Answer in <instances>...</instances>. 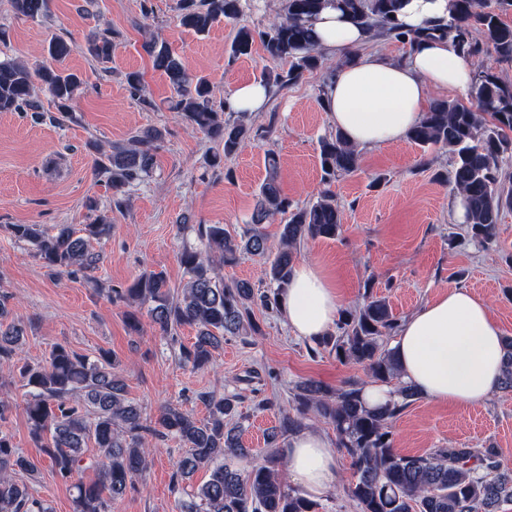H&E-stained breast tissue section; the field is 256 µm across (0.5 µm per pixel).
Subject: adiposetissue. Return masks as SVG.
<instances>
[{"instance_id":"ef3b65f1","label":"adipose tissue","mask_w":512,"mask_h":512,"mask_svg":"<svg viewBox=\"0 0 512 512\" xmlns=\"http://www.w3.org/2000/svg\"><path fill=\"white\" fill-rule=\"evenodd\" d=\"M326 55L340 59L324 87V107L334 127L361 147H380L406 137L419 122L429 92L470 94L477 66L459 54L452 38L423 40L404 60L364 52L367 35L335 8L312 21ZM351 62H344L345 54ZM340 309L337 288L313 263L298 264L283 298L292 333L311 339L334 325ZM404 382L440 404L478 406L496 391L502 372V332L488 302L452 287L419 306L401 323L392 344ZM290 480L306 494L334 487L335 452L323 435L294 433L282 450Z\"/></svg>"}]
</instances>
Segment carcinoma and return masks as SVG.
Returning <instances> with one entry per match:
<instances>
[{"instance_id":"1","label":"carcinoma","mask_w":512,"mask_h":512,"mask_svg":"<svg viewBox=\"0 0 512 512\" xmlns=\"http://www.w3.org/2000/svg\"><path fill=\"white\" fill-rule=\"evenodd\" d=\"M49 4L50 0H11L15 14L31 20L43 17ZM329 5L361 27L371 42L387 38L410 46L424 37L451 35L461 53L477 60L488 51L512 60V24L502 20L503 13L512 9V0H448V22L430 20L415 30L400 22L404 0H283V13L262 32L241 22V0H180L178 18L182 27L197 34L208 32L222 18L236 22L229 57L250 55L258 41L268 59L288 64L287 70L267 81L276 94L304 73L327 64L309 20ZM144 48L154 69L169 81L175 95L172 108L222 146V153L213 155V164L247 146L250 129L224 120L226 106L212 104L208 79L191 77L182 59L163 43L152 39ZM73 50L69 41L53 37L47 46L49 63L31 69L20 60L0 59V112L44 111L35 92L39 85L62 118L74 120L69 103L84 83L83 76L56 67ZM86 53L107 68L112 62V39L105 32L94 36L87 42ZM125 81L130 95L147 103L142 97L143 75L130 71ZM470 99L469 104L433 102L408 139L422 148L448 150L453 166L444 179L460 199L469 236L486 245L496 239L500 212L512 209V185L506 184L503 175L504 165L512 159V85L480 68ZM163 138L162 130L147 128L131 142L113 144L95 159L96 170L106 175L112 189L114 209H122L130 188L149 176L152 149ZM319 159L322 181L329 185L356 172L361 153L336 131L320 139ZM265 167L267 175L256 193L251 227L243 236H232L222 224H204L198 232L210 254L183 248L180 262L188 281L180 294H172L164 276L156 272L142 274L126 288L112 289L116 301L130 298L151 304L149 318L166 335L186 324L196 326L195 341L179 347L180 360L196 370L210 365L224 337L256 331L255 302L281 309L301 245L334 239L341 231L343 213L331 190H323L309 206L294 208L280 188L275 152H266ZM285 214L288 218L274 244L263 224ZM9 229L16 240L31 244L47 267L61 272L74 265L94 268L90 241L104 235L109 226L95 218L79 232L67 224L58 225L54 234L39 224H11ZM244 253L273 255L265 290L247 281L227 283L215 276V265L233 264ZM399 327L383 297L370 294L358 308L343 311L336 333L312 340L308 351L313 355L333 352L343 362L362 366L372 382L396 385L395 399L371 407L363 398L362 382L350 380L338 388L313 379L301 382L293 393L294 413L284 415L280 427L268 437L264 463L247 469L224 462L249 456L239 440L234 395L200 394L199 400L209 410L206 419L168 405L154 425L147 426L140 407L127 398L124 381L113 372L109 353L104 351L92 361L57 344L44 363L23 364L24 330L2 321L0 368L19 367L31 388L25 407L31 434L61 480L68 482L77 475L88 442L99 449L98 481L73 484L75 512H111L112 499L134 487L149 455V449L142 447L145 432L161 441L176 439L187 447L186 456L176 465L174 481L190 477L201 467L211 468L209 480L194 494L198 502L191 503L188 512H318L317 503L289 489L280 477L287 463L278 437L303 428L311 413L333 426L336 448L351 459L354 480L347 494L359 512H501L503 503L512 502V470L502 467L496 449L435 448L426 456H409L394 447L393 422L420 398L414 387L402 382L393 350L387 347ZM499 388L512 391L511 336L504 337ZM20 471L32 475L36 466L16 448L10 435L0 431V512H50L16 479Z\"/></svg>"}]
</instances>
